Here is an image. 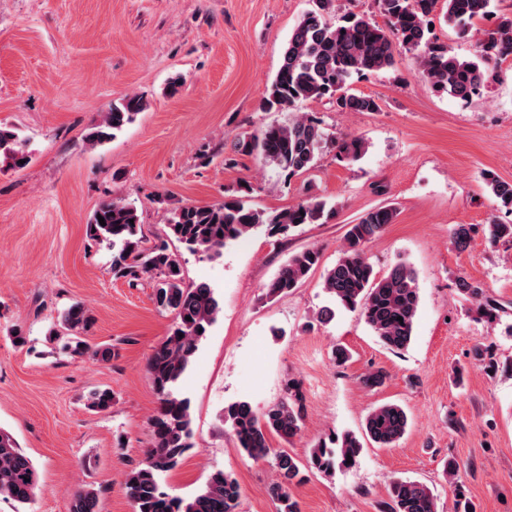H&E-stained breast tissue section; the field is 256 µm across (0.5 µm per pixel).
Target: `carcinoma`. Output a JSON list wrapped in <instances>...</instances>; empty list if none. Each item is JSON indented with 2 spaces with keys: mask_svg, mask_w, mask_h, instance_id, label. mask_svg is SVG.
Masks as SVG:
<instances>
[{
  "mask_svg": "<svg viewBox=\"0 0 512 512\" xmlns=\"http://www.w3.org/2000/svg\"><path fill=\"white\" fill-rule=\"evenodd\" d=\"M318 7L306 11L293 29L274 78L266 85L262 105L269 112L293 109L297 103L327 98L339 112H376L379 103L369 95L356 94L350 84L354 78L396 66L395 52L402 47L415 53V61L432 85L450 98L467 101L488 86L493 72L490 64L512 57V12L498 9L496 0H377L385 23L380 25L364 13L348 11L334 23L326 19L332 0H316ZM441 9L443 18L458 33L465 35L471 25L492 18L493 28L477 41L473 58L461 59L437 44L430 29V16ZM147 108L137 95H128L112 104L101 120L87 133L91 145L108 142L135 121ZM330 139L322 122L309 112H298L284 123L266 126L260 134L237 142L239 151L257 154L289 176L304 173L316 163ZM336 159L347 164L365 153L360 138L334 141ZM30 161L28 140L0 125V163L20 168ZM483 181L498 210L512 215V182L493 173H483ZM334 210L317 195L306 194L297 204L280 211L265 212L251 206L243 195H228L209 206L184 205L169 219V236L193 253L210 257L252 232L261 229L270 237L286 236L305 224H321ZM396 210L390 206L370 209L350 225L345 246L336 263L326 269L322 286L335 304L359 312L379 341L399 352L413 340L420 307V292L415 271L405 265L394 266L379 277L364 255L366 243L380 236L394 223ZM105 225H100L99 218ZM496 247L512 245V221L492 217L475 227L458 224L453 229L455 247L465 250L476 233ZM87 235L112 249V272L129 279L143 275L157 278L153 302L160 311H172L176 324L166 339L151 353L147 368L159 395V407L151 419L152 446L142 463L127 475L125 485L134 512H239L240 489L222 469L212 471L203 488L189 499L171 496L160 490V477L173 470L192 447L190 406L176 393V387L190 366L208 329L221 312L214 290L205 282L187 286L183 281L179 256L163 240L146 249L142 246L137 208L124 198L102 203L87 223ZM321 263L320 251L308 248L294 254L265 286V297L274 299L297 288ZM456 289L476 305V310L491 318V306L480 284L457 278ZM191 320H186V317ZM91 320L88 309L77 302L61 314L58 325L66 331L63 350L71 355L92 354L107 362L112 348L91 346L82 333ZM113 402L109 389H94L86 396L88 410L101 413ZM305 418L304 397L295 380L285 384V396L264 412L256 411L244 400L224 407V422L236 440L254 460L272 459L276 479L270 495L279 512H301L292 490L305 479V468L329 473L338 468H353L360 462L364 441L379 448H392L408 429V416L397 404L373 408L365 417L361 435L347 432L321 442L302 466L287 451L273 448L270 436L289 441L299 434ZM352 462H347V458ZM37 483L35 467L17 446L12 435L0 430V497L27 504ZM70 512H99L98 494L79 489ZM382 512H439L437 498L430 487L416 480H394L390 501Z\"/></svg>",
  "mask_w": 512,
  "mask_h": 512,
  "instance_id": "1",
  "label": "carcinoma"
}]
</instances>
